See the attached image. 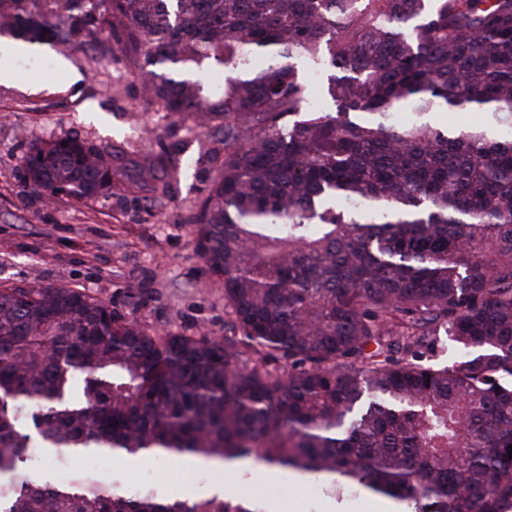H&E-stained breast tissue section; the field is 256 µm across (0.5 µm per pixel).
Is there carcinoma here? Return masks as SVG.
I'll list each match as a JSON object with an SVG mask.
<instances>
[{"label": "carcinoma", "mask_w": 512, "mask_h": 512, "mask_svg": "<svg viewBox=\"0 0 512 512\" xmlns=\"http://www.w3.org/2000/svg\"><path fill=\"white\" fill-rule=\"evenodd\" d=\"M6 32L104 35L185 74L140 76L223 136L191 221L228 318L221 336L157 331L84 289L0 284V512H253L31 480L34 439L279 466L407 512H512V138L493 134L512 128V0H0ZM178 163L139 180L164 197ZM24 180L75 204L126 186L78 136L32 144ZM444 336L461 355L439 364Z\"/></svg>", "instance_id": "cac0c4a2"}]
</instances>
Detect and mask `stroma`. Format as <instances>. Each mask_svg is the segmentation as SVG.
<instances>
[{
	"mask_svg": "<svg viewBox=\"0 0 512 512\" xmlns=\"http://www.w3.org/2000/svg\"><path fill=\"white\" fill-rule=\"evenodd\" d=\"M0 68L13 74L0 82V283L82 288L158 330L223 334L224 287L207 274L188 221L218 173L221 144L147 101L137 68L121 52L34 44L0 55ZM75 135L111 154L131 178L167 146L178 148L183 165L160 201L147 186L84 205L31 194L22 180L30 145ZM148 471L159 478L157 491L172 498L202 497L214 487L257 489L235 470L177 469L158 457L135 469L113 459L105 478L134 493ZM312 486L306 478L271 485L257 503L278 500L284 512L306 498L311 512H330L337 501L345 512L390 507L366 490L337 499L312 494Z\"/></svg>",
	"mask_w": 512,
	"mask_h": 512,
	"instance_id": "35a3bbf8",
	"label": "stroma"
}]
</instances>
